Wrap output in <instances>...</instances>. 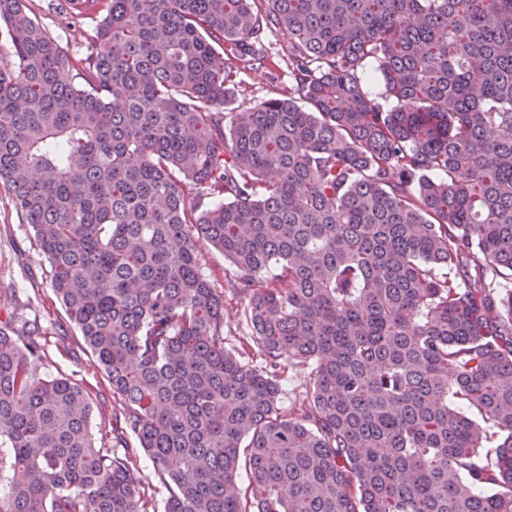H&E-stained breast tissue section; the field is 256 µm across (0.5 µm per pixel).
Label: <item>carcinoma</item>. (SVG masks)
<instances>
[{
  "label": "carcinoma",
  "mask_w": 512,
  "mask_h": 512,
  "mask_svg": "<svg viewBox=\"0 0 512 512\" xmlns=\"http://www.w3.org/2000/svg\"><path fill=\"white\" fill-rule=\"evenodd\" d=\"M69 3L99 15L84 58L0 0V187L115 449L38 326L0 327V512H150L141 451L165 512H512V289L486 287L512 277V0ZM274 32L288 95L223 111ZM284 364L310 369L287 412ZM198 248L201 251L205 263V271L207 274H210V278L214 285L221 289L224 288V301L226 305V309L231 314V321L228 324V327L225 328L224 331V341L225 346L227 348L239 347L240 341H242L244 336L242 335V326L238 325V317L235 316L236 311L240 309V302L238 299L234 298L232 294L229 292L228 287L226 285V280H224V270L227 273L232 269L231 264L228 260L224 258V253L220 250L213 247L210 243L205 240L198 241ZM227 332V336L226 335ZM240 335V336H239ZM140 472L146 489L152 493L155 512H164L168 496L167 488L161 483L152 460L144 452L140 453Z\"/></svg>",
  "instance_id": "obj_1"
}]
</instances>
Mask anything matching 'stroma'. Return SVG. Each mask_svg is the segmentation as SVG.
<instances>
[{"mask_svg":"<svg viewBox=\"0 0 512 512\" xmlns=\"http://www.w3.org/2000/svg\"><path fill=\"white\" fill-rule=\"evenodd\" d=\"M29 7L63 52L77 57L89 53V25L70 18L67 0H29ZM267 49L271 65L241 73V85L230 95L226 111H248L291 86L287 38L280 34L270 37ZM20 308L42 327L50 355L46 372L77 375L91 391L95 444L111 447L112 387L78 330L69 324L64 307L50 286V266L31 226L16 214L8 192L0 188V320H7Z\"/></svg>","mask_w":512,"mask_h":512,"instance_id":"35a3bbf8","label":"stroma"}]
</instances>
